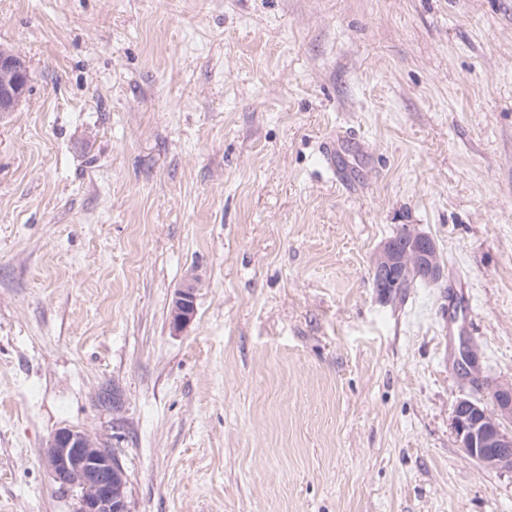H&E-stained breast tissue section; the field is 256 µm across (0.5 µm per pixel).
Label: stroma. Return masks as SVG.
Instances as JSON below:
<instances>
[{"instance_id": "35a3bbf8", "label": "stroma", "mask_w": 512, "mask_h": 512, "mask_svg": "<svg viewBox=\"0 0 512 512\" xmlns=\"http://www.w3.org/2000/svg\"><path fill=\"white\" fill-rule=\"evenodd\" d=\"M0 47V512H76L61 427L133 512H512L451 429L512 384V0H0ZM404 224L444 279L385 300ZM0 71L7 75L14 73L20 76L12 82L5 80L0 85V112H10L25 94L26 87L21 85V76L26 75L29 68L20 56L0 48ZM197 281L187 279L176 289L172 310L174 327L179 328L189 322L194 314ZM46 447V466L60 488L76 493L77 512H131L125 471L98 438L59 428Z\"/></svg>"}]
</instances>
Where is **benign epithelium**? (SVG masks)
Returning a JSON list of instances; mask_svg holds the SVG:
<instances>
[{"label":"benign epithelium","mask_w":512,"mask_h":512,"mask_svg":"<svg viewBox=\"0 0 512 512\" xmlns=\"http://www.w3.org/2000/svg\"><path fill=\"white\" fill-rule=\"evenodd\" d=\"M0 71L19 79L0 83V112H10L25 94L22 76L26 61L0 48ZM372 274L385 283L381 296L404 285V274L438 282L443 270L434 241L412 225H405L402 244L386 241L371 262ZM197 281L186 280L176 289L172 310L174 327L194 314ZM452 429L457 446L489 470L512 471V385L494 392V407L460 398L454 405ZM46 466L60 488L76 493L77 512H131L125 471L112 450L98 438L79 430L59 428L51 435Z\"/></svg>","instance_id":"benign-epithelium-1"}]
</instances>
